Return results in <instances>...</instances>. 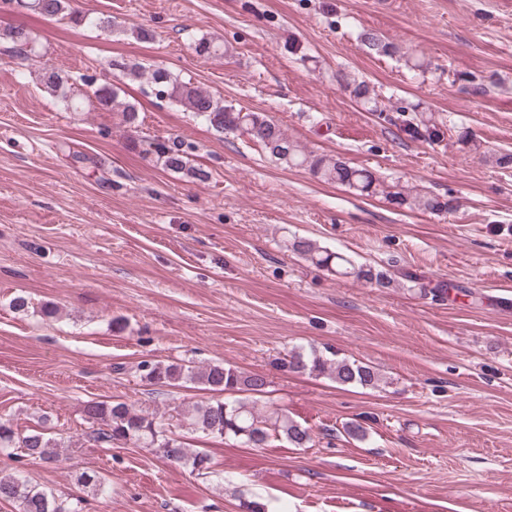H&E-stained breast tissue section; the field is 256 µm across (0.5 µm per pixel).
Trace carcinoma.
Listing matches in <instances>:
<instances>
[{"mask_svg":"<svg viewBox=\"0 0 512 512\" xmlns=\"http://www.w3.org/2000/svg\"><path fill=\"white\" fill-rule=\"evenodd\" d=\"M71 3L72 0H19L21 7L46 18L110 30L119 26L110 17H90L72 7ZM0 38L12 42L25 58L32 51V38L22 28H7L0 32ZM360 38L369 50L378 55L393 56L398 53V48L376 31H364ZM114 66L132 79H146L151 90L161 92L169 102L205 120L216 132L245 135L274 160L288 167H303L320 181L345 186L358 196L381 194L413 211L442 213L452 208L449 200L423 190L410 189L398 181H388L368 168L353 167L339 159L307 151L268 114L226 105L223 99L191 82L174 77L163 68L129 62H116ZM88 86L100 105L120 113L122 123L128 127L138 125L137 107L120 101L116 89L93 80L88 82ZM352 93L360 103L368 106L369 111H378V101L371 96L366 83L355 84ZM403 130L410 137L428 144L437 143L445 136L443 125L423 112L404 121ZM156 152L169 170L199 181L211 178L210 172L189 165L184 142L177 138L157 144ZM284 247L338 278L375 281L379 284L385 280L383 273L367 266H357L347 256L322 248L309 239L294 238L284 243ZM280 364L289 372L327 375L343 386L374 387L380 381L378 373L369 365L345 358L329 359L314 349L307 353L292 350L281 359ZM139 371L141 379L153 385L176 386L190 381L219 394L238 395L232 401L216 399L195 406L187 417L188 425L193 430L223 438L233 437L254 448L279 439L286 440L296 448H306L312 442L309 428L292 419L285 409L271 405L263 412L257 410L255 397L266 393L259 374L243 372L225 364L199 367L162 361H143ZM84 413L90 423L97 425L89 435L94 442L108 445L133 443L154 448L169 461L189 465L201 475L210 473L212 459L208 453L188 448L181 438L166 434L161 424L147 412L137 411L125 402L108 404L91 401L85 406ZM54 448L55 444L44 433L33 430L20 434L10 421L0 419V451L7 452L8 456L49 460L54 456ZM0 499L13 502L17 512H80L78 505L60 502L53 494L39 490L19 475L2 469Z\"/></svg>","mask_w":512,"mask_h":512,"instance_id":"1","label":"carcinoma"}]
</instances>
